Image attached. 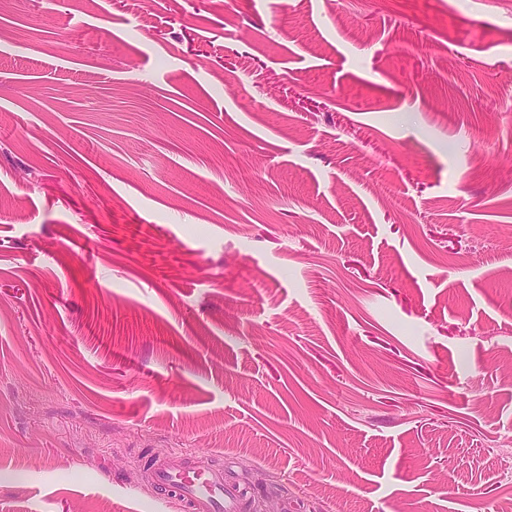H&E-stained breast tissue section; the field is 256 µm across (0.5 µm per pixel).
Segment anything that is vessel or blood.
<instances>
[{
  "label": "vessel or blood",
  "instance_id": "vessel-or-blood-1",
  "mask_svg": "<svg viewBox=\"0 0 512 512\" xmlns=\"http://www.w3.org/2000/svg\"><path fill=\"white\" fill-rule=\"evenodd\" d=\"M148 478L157 488L184 503L187 512H242L247 492L226 484L221 470L196 472L174 457L155 459Z\"/></svg>",
  "mask_w": 512,
  "mask_h": 512
}]
</instances>
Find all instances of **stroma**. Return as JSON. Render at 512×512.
Segmentation results:
<instances>
[{
  "mask_svg": "<svg viewBox=\"0 0 512 512\" xmlns=\"http://www.w3.org/2000/svg\"><path fill=\"white\" fill-rule=\"evenodd\" d=\"M512 500V0H8L0 512ZM147 472L155 487L184 503L190 512H242L248 500L245 489L225 484L220 469L195 472L168 457L155 459Z\"/></svg>",
  "mask_w": 512,
  "mask_h": 512,
  "instance_id": "35a3bbf8",
  "label": "stroma"
}]
</instances>
